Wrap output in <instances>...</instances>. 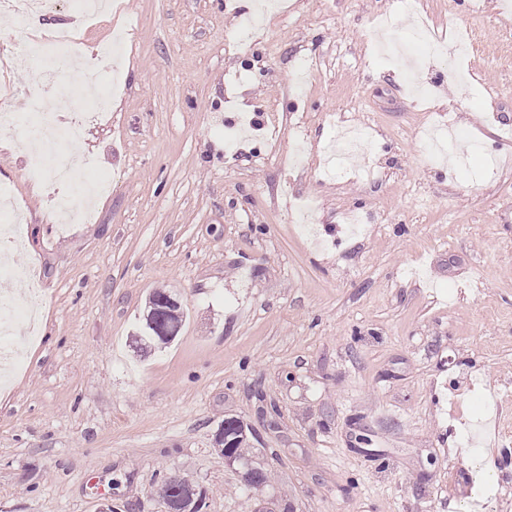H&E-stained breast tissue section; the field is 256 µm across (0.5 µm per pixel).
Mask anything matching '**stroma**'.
Instances as JSON below:
<instances>
[{"instance_id":"35a3bbf8","label":"stroma","mask_w":512,"mask_h":512,"mask_svg":"<svg viewBox=\"0 0 512 512\" xmlns=\"http://www.w3.org/2000/svg\"><path fill=\"white\" fill-rule=\"evenodd\" d=\"M111 2L83 43L122 41L112 110L63 116L85 125L69 153L111 180L90 222L59 223L0 127L25 211L9 289L39 310L0 385V512H165L171 475L206 489L202 512H468L475 422L484 512H512V0H420L407 21L404 0H273L244 47L239 0ZM385 17L480 49L396 58ZM437 120L456 137L432 156ZM353 126L368 159L326 177ZM158 289L187 321L142 353ZM228 416L254 432L260 487L217 450Z\"/></svg>"}]
</instances>
